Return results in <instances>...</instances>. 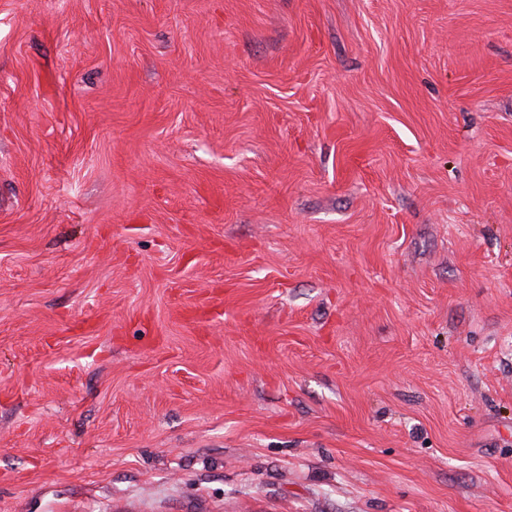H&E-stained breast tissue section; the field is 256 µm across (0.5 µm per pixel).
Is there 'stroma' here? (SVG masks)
Instances as JSON below:
<instances>
[{"mask_svg": "<svg viewBox=\"0 0 512 512\" xmlns=\"http://www.w3.org/2000/svg\"><path fill=\"white\" fill-rule=\"evenodd\" d=\"M0 512H512V0H0Z\"/></svg>", "mask_w": 512, "mask_h": 512, "instance_id": "1", "label": "stroma"}]
</instances>
